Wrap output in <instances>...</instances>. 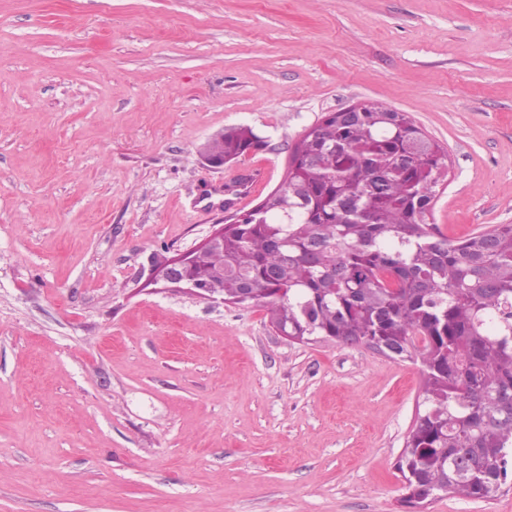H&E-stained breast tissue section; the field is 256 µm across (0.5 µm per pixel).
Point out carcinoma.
Here are the masks:
<instances>
[{
	"label": "carcinoma",
	"instance_id": "carcinoma-1",
	"mask_svg": "<svg viewBox=\"0 0 512 512\" xmlns=\"http://www.w3.org/2000/svg\"><path fill=\"white\" fill-rule=\"evenodd\" d=\"M249 126L208 152L232 162ZM266 215L224 225L190 275L251 303L299 341L364 345L421 366L424 409L400 456L422 501L512 489V224L455 241L427 222L446 155L406 112L371 101L322 120Z\"/></svg>",
	"mask_w": 512,
	"mask_h": 512
}]
</instances>
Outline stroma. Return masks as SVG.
<instances>
[{
  "label": "stroma",
  "instance_id": "stroma-1",
  "mask_svg": "<svg viewBox=\"0 0 512 512\" xmlns=\"http://www.w3.org/2000/svg\"><path fill=\"white\" fill-rule=\"evenodd\" d=\"M368 99L447 155L429 223L512 224V0H0V512H408L418 365L150 281ZM221 136L224 137L220 138ZM214 138L220 139L209 145L208 152L215 157H222L223 155L224 157L222 159L214 158L204 148H202L201 157L209 166L216 168L224 167L225 163L237 160L247 154L251 148L261 143V137L249 126H238L223 130L210 137L206 143Z\"/></svg>",
  "mask_w": 512,
  "mask_h": 512
}]
</instances>
